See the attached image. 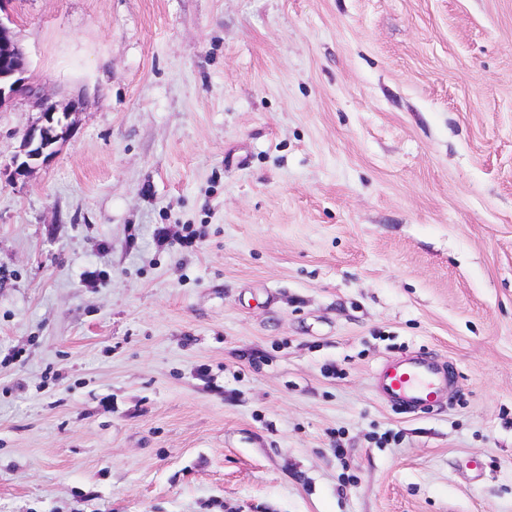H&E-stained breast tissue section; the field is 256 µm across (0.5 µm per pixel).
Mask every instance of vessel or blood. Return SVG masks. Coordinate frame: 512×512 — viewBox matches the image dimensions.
I'll return each mask as SVG.
<instances>
[{
    "label": "vessel or blood",
    "mask_w": 512,
    "mask_h": 512,
    "mask_svg": "<svg viewBox=\"0 0 512 512\" xmlns=\"http://www.w3.org/2000/svg\"><path fill=\"white\" fill-rule=\"evenodd\" d=\"M375 379L382 396L409 409L436 403L445 388L437 361L422 356L384 364Z\"/></svg>",
    "instance_id": "vessel-or-blood-1"
}]
</instances>
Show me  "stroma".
Masks as SVG:
<instances>
[{
    "label": "stroma",
    "mask_w": 512,
    "mask_h": 512,
    "mask_svg": "<svg viewBox=\"0 0 512 512\" xmlns=\"http://www.w3.org/2000/svg\"><path fill=\"white\" fill-rule=\"evenodd\" d=\"M67 138L0 178V512H512V0H20ZM39 117L0 108V168ZM424 354L448 394L372 386Z\"/></svg>",
    "instance_id": "stroma-1"
}]
</instances>
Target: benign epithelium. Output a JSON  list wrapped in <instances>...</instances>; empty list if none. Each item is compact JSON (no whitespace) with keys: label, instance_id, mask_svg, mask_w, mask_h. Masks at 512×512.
Listing matches in <instances>:
<instances>
[{"label":"benign epithelium","instance_id":"obj_1","mask_svg":"<svg viewBox=\"0 0 512 512\" xmlns=\"http://www.w3.org/2000/svg\"><path fill=\"white\" fill-rule=\"evenodd\" d=\"M18 0H0V108L18 96L32 100L39 110L38 122L23 135L20 153L13 158L15 178L24 176L38 161H47L55 153V144L68 134L71 109L59 110L28 77V61L23 48L15 40L11 6Z\"/></svg>","mask_w":512,"mask_h":512}]
</instances>
